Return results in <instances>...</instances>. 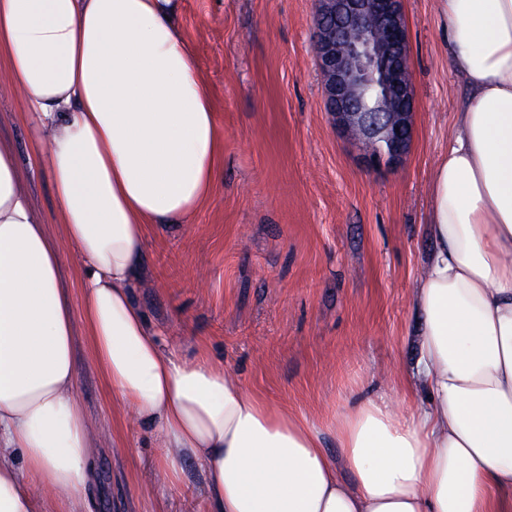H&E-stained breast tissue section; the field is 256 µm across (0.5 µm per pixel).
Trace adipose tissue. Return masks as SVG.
I'll use <instances>...</instances> for the list:
<instances>
[{"label":"adipose tissue","mask_w":512,"mask_h":512,"mask_svg":"<svg viewBox=\"0 0 512 512\" xmlns=\"http://www.w3.org/2000/svg\"><path fill=\"white\" fill-rule=\"evenodd\" d=\"M469 94L437 162L436 248L415 290L423 393L406 418L367 400L320 432L244 386L206 340L176 358L134 290L150 232L211 197L224 132L175 0H0V52L28 97L62 240L0 139V512H94L96 430L77 395L74 322L168 483L198 463L210 512H512V0H438ZM80 259L82 303L60 286Z\"/></svg>","instance_id":"ef3b65f1"}]
</instances>
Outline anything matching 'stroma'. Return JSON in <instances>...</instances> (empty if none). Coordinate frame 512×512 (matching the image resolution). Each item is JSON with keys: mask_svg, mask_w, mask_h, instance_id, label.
I'll use <instances>...</instances> for the list:
<instances>
[{"mask_svg": "<svg viewBox=\"0 0 512 512\" xmlns=\"http://www.w3.org/2000/svg\"><path fill=\"white\" fill-rule=\"evenodd\" d=\"M416 95L405 162L368 165L325 110L315 0H179L175 23L210 85L224 153L211 199L191 223L160 224L137 289L161 345L190 357L207 339L252 390L322 433L358 399L403 415L402 383L419 358L413 294L434 243L430 190L466 94L443 39L438 0H402ZM22 91L0 74V135L23 183L60 236L49 172L34 150ZM77 390L97 427V512H207L195 463L162 484L150 430L112 409L83 326Z\"/></svg>", "mask_w": 512, "mask_h": 512, "instance_id": "obj_1", "label": "stroma"}]
</instances>
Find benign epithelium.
I'll use <instances>...</instances> for the list:
<instances>
[{
	"instance_id": "7a95c632",
	"label": "benign epithelium",
	"mask_w": 512,
	"mask_h": 512,
	"mask_svg": "<svg viewBox=\"0 0 512 512\" xmlns=\"http://www.w3.org/2000/svg\"><path fill=\"white\" fill-rule=\"evenodd\" d=\"M316 60L336 124L367 161L400 164L416 107L401 0H317Z\"/></svg>"
}]
</instances>
